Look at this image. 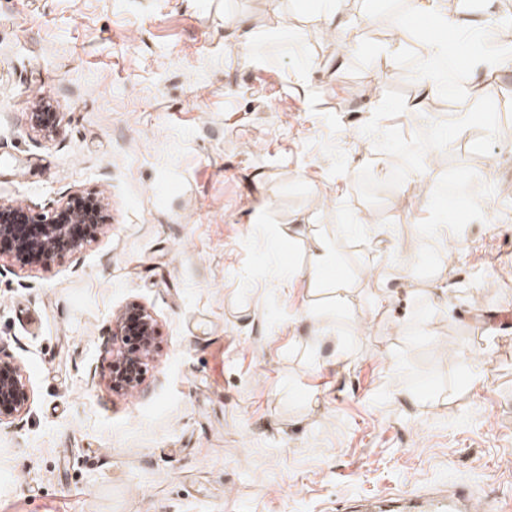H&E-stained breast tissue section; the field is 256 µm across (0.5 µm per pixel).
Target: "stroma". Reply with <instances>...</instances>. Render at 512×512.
Listing matches in <instances>:
<instances>
[{
	"label": "stroma",
	"mask_w": 512,
	"mask_h": 512,
	"mask_svg": "<svg viewBox=\"0 0 512 512\" xmlns=\"http://www.w3.org/2000/svg\"><path fill=\"white\" fill-rule=\"evenodd\" d=\"M441 8L453 29L418 0H0V200L104 216L48 263L0 255V354L33 392L0 512H341L458 483L512 512V61L471 54L512 13ZM431 38L465 78L445 101ZM133 302L157 335L116 391ZM156 320L152 313L139 304H132L121 313L113 322L112 328V384L114 388H131L139 380L126 383L125 374L118 375L117 367L125 358V366L129 358L134 366L144 365L152 353L153 338L156 334ZM131 346L135 347L133 353L129 352Z\"/></svg>",
	"instance_id": "stroma-1"
}]
</instances>
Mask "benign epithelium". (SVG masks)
<instances>
[{"label":"benign epithelium","instance_id":"obj_1","mask_svg":"<svg viewBox=\"0 0 512 512\" xmlns=\"http://www.w3.org/2000/svg\"><path fill=\"white\" fill-rule=\"evenodd\" d=\"M76 202H67L49 214L32 215L20 207L0 201V238L12 237L17 225H27L26 233L17 243L14 258L23 266L38 264L40 255L61 244L76 250L82 242L71 237L70 220L75 218ZM156 334V320L152 313L139 304H133L113 322L112 328V384L117 389L131 388L137 382L123 381L124 375L115 373L124 359L133 365L145 364L152 353ZM31 390L19 364L0 357V430L9 427L14 419L27 411Z\"/></svg>","mask_w":512,"mask_h":512}]
</instances>
